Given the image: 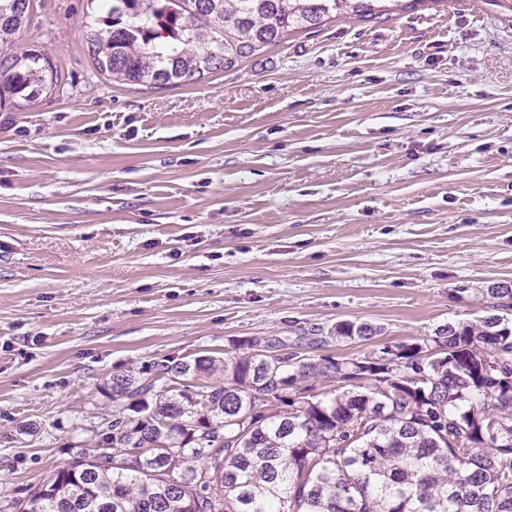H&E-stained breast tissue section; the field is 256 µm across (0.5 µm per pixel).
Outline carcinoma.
Returning <instances> with one entry per match:
<instances>
[{
  "label": "carcinoma",
  "mask_w": 512,
  "mask_h": 512,
  "mask_svg": "<svg viewBox=\"0 0 512 512\" xmlns=\"http://www.w3.org/2000/svg\"><path fill=\"white\" fill-rule=\"evenodd\" d=\"M378 0H110L93 18L97 70L127 85L191 84L335 17L378 18ZM31 0H0V108L60 84L39 53H8ZM491 312L423 345L362 358L277 357L247 340L224 358H166L112 374L99 440L9 507L18 512H512V288ZM372 325L345 320L346 342ZM278 385L259 395L265 366ZM223 380L200 383L216 372ZM336 387L314 393L317 383ZM242 421L236 422L234 418ZM115 455H105L106 449ZM131 448L156 454L133 455Z\"/></svg>",
  "instance_id": "cac0c4a2"
}]
</instances>
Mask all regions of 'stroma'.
<instances>
[{"label": "stroma", "instance_id": "1", "mask_svg": "<svg viewBox=\"0 0 512 512\" xmlns=\"http://www.w3.org/2000/svg\"><path fill=\"white\" fill-rule=\"evenodd\" d=\"M98 10L33 0L12 46L62 83L0 109V510L93 446L112 374L253 338L358 358L512 282V0L332 19L165 89L97 71ZM377 329L372 325L359 321L345 320L336 324L331 330V338L346 342H362L376 335Z\"/></svg>", "mask_w": 512, "mask_h": 512}]
</instances>
